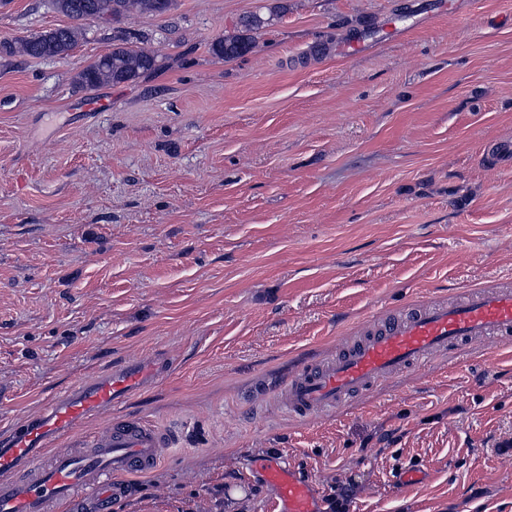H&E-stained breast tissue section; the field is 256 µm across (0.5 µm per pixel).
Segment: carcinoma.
I'll return each mask as SVG.
<instances>
[{"instance_id": "1", "label": "carcinoma", "mask_w": 512, "mask_h": 512, "mask_svg": "<svg viewBox=\"0 0 512 512\" xmlns=\"http://www.w3.org/2000/svg\"><path fill=\"white\" fill-rule=\"evenodd\" d=\"M174 0H53L54 9L74 21V24L48 31L32 33L6 46L11 54L33 58H65L84 36L81 23L92 15H110L118 22L138 14L164 15L172 9ZM256 16L245 19L241 33L224 36L209 45V51L226 61L245 55L252 46V33L261 28ZM155 51L128 43L112 45V50L99 56L77 75V83L86 87L120 84L133 81L140 75L156 69Z\"/></svg>"}]
</instances>
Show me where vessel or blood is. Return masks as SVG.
Returning a JSON list of instances; mask_svg holds the SVG:
<instances>
[{
	"mask_svg": "<svg viewBox=\"0 0 512 512\" xmlns=\"http://www.w3.org/2000/svg\"><path fill=\"white\" fill-rule=\"evenodd\" d=\"M512 340V286L470 289L462 302L432 299L383 320L336 356L303 367L275 394L297 419L335 410L381 380L424 366L437 355L475 341ZM130 365L79 382L52 397L42 415L0 448V512H57L93 499L100 512L131 491L129 475L154 469L169 437L154 425L128 421L87 438L86 451L58 447L76 425L138 391L160 372ZM261 476L275 494L274 512H317L313 489L279 459Z\"/></svg>",
	"mask_w": 512,
	"mask_h": 512,
	"instance_id": "b4317fda",
	"label": "vessel or blood"
}]
</instances>
